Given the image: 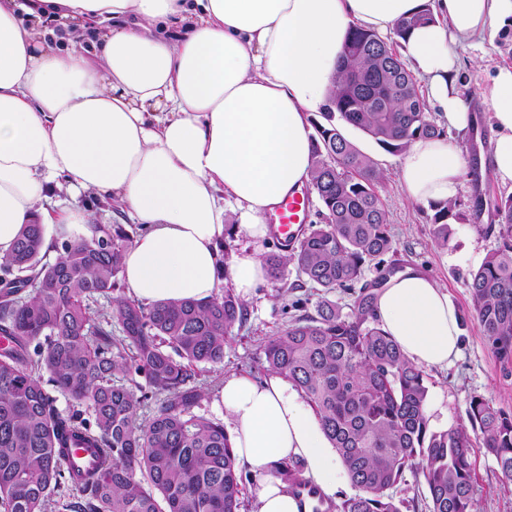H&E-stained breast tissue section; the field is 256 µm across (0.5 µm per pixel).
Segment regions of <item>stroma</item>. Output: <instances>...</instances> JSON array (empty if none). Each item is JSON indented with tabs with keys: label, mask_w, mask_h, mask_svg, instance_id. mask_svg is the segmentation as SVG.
<instances>
[{
	"label": "stroma",
	"mask_w": 512,
	"mask_h": 512,
	"mask_svg": "<svg viewBox=\"0 0 512 512\" xmlns=\"http://www.w3.org/2000/svg\"><path fill=\"white\" fill-rule=\"evenodd\" d=\"M453 49L467 63L460 96L471 115V125L467 132L454 131L450 137L475 169L487 157L493 138L491 108L483 90L497 67L512 65V31L489 29L481 38L456 43ZM343 132L373 157L383 176L378 193L388 214L394 241L393 252L383 257L384 266L410 267L431 276L447 288L450 300L461 315L464 335L458 360L447 369L426 372L427 414L431 427L447 430L466 423V410L475 396L512 412V373H505L484 340L468 287L471 272L498 245L496 236L486 230L493 217L487 211L475 214L476 201L503 193V186L490 179H480L475 172L465 176L454 203L458 218L451 224L448 243L440 244L433 236L430 206L410 201L401 188L398 176L402 154L383 150L370 137L351 127H344ZM49 205L55 209L90 208L96 223L122 225L132 238L140 231L139 225L127 215L88 193L74 196L55 193ZM297 280L296 270L291 269L284 282L267 281L256 288L245 304L247 321L230 336L223 363L204 365L198 371L196 384L204 395L195 408L197 415L223 421L224 410L218 400L225 378L233 375L255 380L266 378L263 348L287 326L291 317L287 304L297 298L314 303L321 297L318 290L297 288ZM473 461L476 512H512V490L506 487L493 456L478 446L474 449Z\"/></svg>",
	"instance_id": "obj_1"
}]
</instances>
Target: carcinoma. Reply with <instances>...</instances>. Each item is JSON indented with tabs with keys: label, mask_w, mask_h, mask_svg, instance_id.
<instances>
[{
	"label": "carcinoma",
	"mask_w": 512,
	"mask_h": 512,
	"mask_svg": "<svg viewBox=\"0 0 512 512\" xmlns=\"http://www.w3.org/2000/svg\"><path fill=\"white\" fill-rule=\"evenodd\" d=\"M433 21L430 4L402 19L385 40L355 27L344 47L336 90L313 122L316 136L308 185L324 223L310 224L296 246L277 245L265 264L269 279L288 266L321 289L315 313L306 301L264 347L266 370L288 379L321 417L326 436L359 494L325 499L300 464L275 474L299 496L316 495L314 512H401L389 490L406 474L423 481L430 512H474L471 450L476 438L512 483V413L482 397L469 403L470 427L431 428L425 374L380 327L377 289L368 264L392 251L388 215L377 191L376 162L343 134L335 119L403 152L415 138L443 134L427 112L419 81L395 46ZM435 238L448 244L452 205H431ZM498 246L471 273L469 290L483 336L503 369L512 365V195L491 204ZM43 224H26L0 258V512H239L243 491L224 424L193 412L202 397L200 365L224 362L235 327L246 320L231 289L204 301L151 306L113 296L129 246L119 224H91L44 261ZM354 296L345 315L329 295ZM111 310L96 308L100 299ZM91 409L64 414L43 376ZM143 375L141 385L134 375ZM152 399L157 413L137 421ZM95 448L99 467L72 471L70 448ZM141 479H136V475ZM76 494L53 499L64 486Z\"/></svg>",
	"instance_id": "carcinoma-1"
}]
</instances>
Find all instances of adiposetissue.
Returning a JSON list of instances; mask_svg holds the SVG:
<instances>
[{
    "instance_id": "obj_1",
    "label": "adipose tissue",
    "mask_w": 512,
    "mask_h": 512,
    "mask_svg": "<svg viewBox=\"0 0 512 512\" xmlns=\"http://www.w3.org/2000/svg\"><path fill=\"white\" fill-rule=\"evenodd\" d=\"M424 0H0V257L22 225L67 229L85 209L49 210V192L121 204L142 231L128 248L129 295L151 305L215 295L220 266L241 300L267 278L253 251L222 262L223 197L254 244L265 215L309 180L321 111L352 27L386 35ZM434 21L400 53L425 82L438 124L466 129L452 42L512 29V0H433ZM491 152L479 174L512 186V66L483 90ZM466 160L447 136L411 142L399 179L416 203H451ZM377 319L415 365L460 354V314L432 277L408 269L378 292ZM224 424L261 480L253 512H310L272 473L302 460L326 498L348 478L317 413L279 375L225 379Z\"/></svg>"
}]
</instances>
